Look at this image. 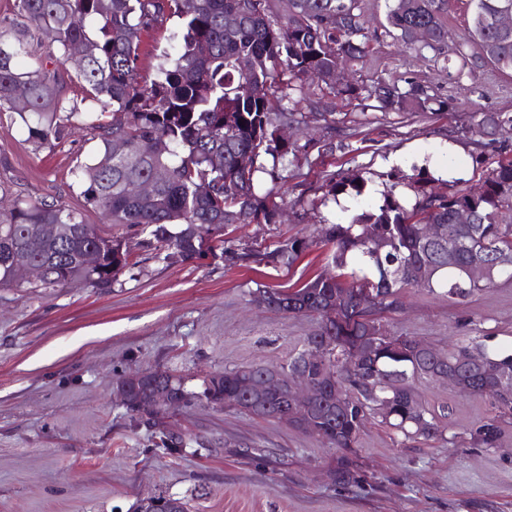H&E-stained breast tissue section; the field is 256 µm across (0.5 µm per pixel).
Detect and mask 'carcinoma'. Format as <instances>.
<instances>
[{
  "label": "carcinoma",
  "mask_w": 512,
  "mask_h": 512,
  "mask_svg": "<svg viewBox=\"0 0 512 512\" xmlns=\"http://www.w3.org/2000/svg\"><path fill=\"white\" fill-rule=\"evenodd\" d=\"M282 13L272 0H12L0 16V112L21 124L25 142L35 152L52 153L73 131L88 130L96 141L93 154L78 162L75 183L83 209L59 201L16 195L9 211L0 213V288H24L49 293L83 283L109 288L116 276L132 266L123 239L101 234L86 222L85 212L99 214L115 226L147 234L143 246L171 263L198 260L212 250V236L226 224H274L280 205L268 203L273 189L285 181L282 164L299 159L305 146L282 140L287 124L306 122L294 93L306 94L305 81L323 84L336 97L374 100L377 108L395 112H440L445 102L428 87L405 74L382 76L367 85L353 80L336 85V67L360 62L370 52L376 35L368 34L361 0H282ZM452 0H413L402 12L392 0L382 27L420 58L426 53H448L462 61L455 77L475 80L493 66L512 72V31H501L491 18L512 13V0H474L471 16L479 51L448 46L447 9ZM176 26L167 47L157 54L153 76H139L145 51L144 37L169 19ZM426 27L431 42L418 45L410 33ZM87 50L82 67L71 71L66 63L73 47ZM25 92V104L16 102L15 89ZM478 123L496 136L512 127V115L480 112ZM157 169L166 179L151 195L141 197L135 187ZM440 190L417 188L414 202L403 204L389 191L375 211L345 218L324 229L332 244L330 264L336 275L321 273L299 288L271 289L258 285L253 294L269 296L270 308L292 317L318 321L317 336H334L324 366L308 367V377L323 386L330 377L345 396L342 406L322 408L324 419L315 429L329 436V444L349 450L359 444L369 416L401 433L406 440H429L439 434L434 416L418 401L414 384L433 382L434 362L418 351L411 336L370 340L368 326L401 305V291L410 286L435 295L465 300L493 286L501 277L512 278V265L497 264L512 254V160L486 170L477 190L458 188L448 179L428 178ZM272 188L262 191L264 183ZM465 209L471 224H455L452 214ZM444 225L445 235L463 243L448 259V241L430 242L420 235L422 223ZM44 224L75 228L60 239V256L52 274L31 284L17 280L16 261L36 262L45 247L39 240ZM84 246L96 248L98 266L88 268L77 259ZM308 248L298 237L285 238L266 252L225 247L230 266L253 263L291 266ZM491 268V275L472 281L466 268L475 258ZM428 276L421 275L423 268ZM338 294L346 296L340 321L328 323L323 311ZM363 343L368 357L358 366L341 361L343 345ZM470 350L478 364L461 366L457 374L466 388L461 393L487 397L492 410L466 429L469 444L496 448L501 427L512 419V342L496 343L492 336H474L455 343L448 363ZM264 365L224 370L199 392L179 386L174 395L181 405L194 400L210 404L236 390L240 374L258 375ZM394 377L403 382L387 404L383 383ZM169 382V374L148 371L131 386L130 404ZM163 450L182 455L188 442L167 433V416L150 418ZM355 463L339 458L331 471L334 480L354 479Z\"/></svg>",
  "instance_id": "cac0c4a2"
}]
</instances>
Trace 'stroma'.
Masks as SVG:
<instances>
[{"label":"stroma","instance_id":"obj_1","mask_svg":"<svg viewBox=\"0 0 512 512\" xmlns=\"http://www.w3.org/2000/svg\"><path fill=\"white\" fill-rule=\"evenodd\" d=\"M363 80L377 73H413L449 108L435 114L381 112L311 87L302 111L320 105L327 127L294 129L295 141L315 139L290 164L288 201L277 223L228 224L224 243L272 250L291 236L308 249L288 267L225 265L221 257L171 264L141 246L135 230L125 243L137 262L111 287L64 288L38 297L0 288V512H132L142 497L166 492L188 512H512V421L498 447H470L464 431L490 410L486 399L447 385L416 384L430 410L448 407L438 439L403 441L368 420L352 452L356 481L340 484L330 471L341 455L283 422L196 404L168 422L212 448L208 457H174L114 395L133 372L161 370L199 391L201 378L254 364L286 362L317 322L259 306L256 285L301 286L326 268L325 225L344 213L381 203L383 193L413 197L398 184L427 168L433 176L475 186L497 161L512 158V130L489 143L475 113L512 115V73L487 68L474 81L448 75L443 57L416 60L387 34L372 44ZM24 131L0 118V212L14 194L80 207L71 173L95 143L77 134L54 153L32 152ZM352 170L365 191L331 186ZM391 335L420 339L439 351L467 337L512 340V281L461 301L420 288L403 291V305L385 313Z\"/></svg>","mask_w":512,"mask_h":512}]
</instances>
